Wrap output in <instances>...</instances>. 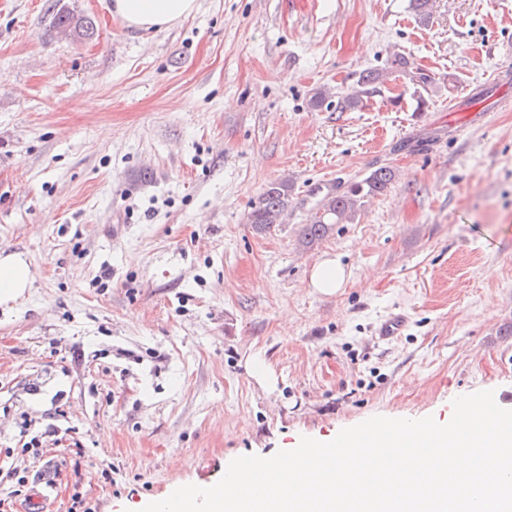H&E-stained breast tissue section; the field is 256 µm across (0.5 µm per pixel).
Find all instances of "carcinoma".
Returning a JSON list of instances; mask_svg holds the SVG:
<instances>
[{
	"label": "carcinoma",
	"instance_id": "1",
	"mask_svg": "<svg viewBox=\"0 0 512 512\" xmlns=\"http://www.w3.org/2000/svg\"><path fill=\"white\" fill-rule=\"evenodd\" d=\"M50 29L73 41L88 40L95 34L94 24L89 17L76 15L68 7L58 3L53 7ZM392 66L396 71L408 74L412 81L425 88L433 84L428 74L412 67L409 59L402 55L394 58ZM381 80L382 74L375 70L361 72L357 79L360 91L344 99L343 108L359 107L363 95L369 93ZM394 180L395 171L389 166H381L350 184L344 191L325 194L309 224L302 230L301 243L312 247L328 237L335 225L351 220L365 200L386 193ZM292 189L293 185L286 180L266 185L248 216V222L256 231L263 232L280 223L292 203Z\"/></svg>",
	"mask_w": 512,
	"mask_h": 512
}]
</instances>
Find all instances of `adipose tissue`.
<instances>
[{
	"mask_svg": "<svg viewBox=\"0 0 512 512\" xmlns=\"http://www.w3.org/2000/svg\"><path fill=\"white\" fill-rule=\"evenodd\" d=\"M113 12L125 28L160 31L192 15L198 0H114ZM31 286V271L20 253H0V306L16 303Z\"/></svg>",
	"mask_w": 512,
	"mask_h": 512,
	"instance_id": "1",
	"label": "adipose tissue"
}]
</instances>
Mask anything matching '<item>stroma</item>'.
Wrapping results in <instances>:
<instances>
[{
    "label": "stroma",
    "instance_id": "obj_1",
    "mask_svg": "<svg viewBox=\"0 0 512 512\" xmlns=\"http://www.w3.org/2000/svg\"><path fill=\"white\" fill-rule=\"evenodd\" d=\"M54 2L0 0V251L32 272L0 307V449L32 480L60 464L52 512L76 493L141 512L236 457L373 416L445 423L481 390L512 410V87L488 81L512 66V0H434L425 24L409 0H198L148 33L64 0L96 25L82 42L48 34ZM476 93L487 116L453 132ZM381 166L386 194L301 245L326 192ZM281 178L293 206L255 231ZM327 257L348 273L332 296L309 284ZM398 308L409 327L376 342ZM381 80L382 74L375 70L362 71L357 79V84L361 90L357 94L344 99L342 109H356L359 107L363 94L369 93V90L375 88ZM293 185L288 180L270 182L263 189L249 213L248 222L258 232L280 224L282 216L292 203Z\"/></svg>",
    "mask_w": 512,
    "mask_h": 512
}]
</instances>
